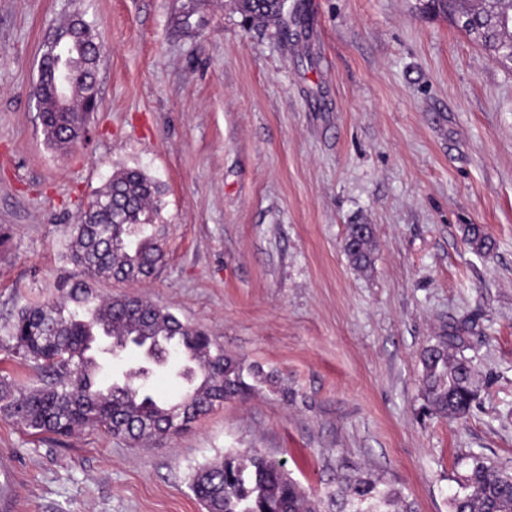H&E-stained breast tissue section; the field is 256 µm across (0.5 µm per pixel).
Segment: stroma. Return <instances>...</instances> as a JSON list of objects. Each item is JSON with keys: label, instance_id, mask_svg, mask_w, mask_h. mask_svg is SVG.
I'll return each instance as SVG.
<instances>
[{"label": "stroma", "instance_id": "obj_1", "mask_svg": "<svg viewBox=\"0 0 512 512\" xmlns=\"http://www.w3.org/2000/svg\"><path fill=\"white\" fill-rule=\"evenodd\" d=\"M76 14L102 43L100 104L57 150L29 91ZM134 167L162 184L167 260L96 290L168 308L281 383L160 447L0 418L13 512H204L193 469L247 448L310 496L360 469L417 512H448L469 455L512 465V70L446 15L288 0L287 28L262 30L235 0H0V336L60 299L82 205ZM351 224L374 229L364 270ZM451 326L477 386L453 422L421 395V353Z\"/></svg>", "mask_w": 512, "mask_h": 512}]
</instances>
